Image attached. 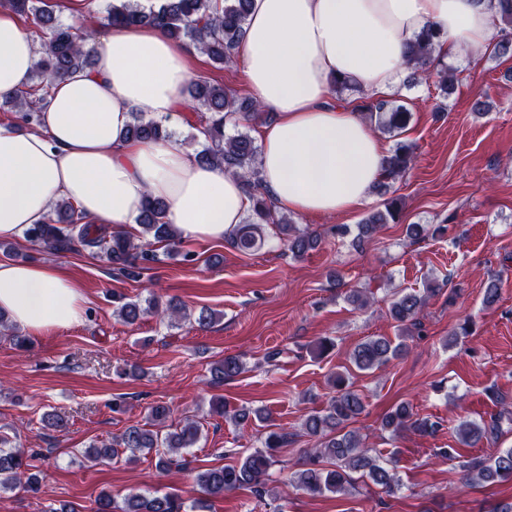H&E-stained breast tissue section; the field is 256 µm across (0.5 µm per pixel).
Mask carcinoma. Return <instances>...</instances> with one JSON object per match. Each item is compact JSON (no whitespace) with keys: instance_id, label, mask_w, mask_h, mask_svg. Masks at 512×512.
Here are the masks:
<instances>
[{"instance_id":"carcinoma-1","label":"carcinoma","mask_w":512,"mask_h":512,"mask_svg":"<svg viewBox=\"0 0 512 512\" xmlns=\"http://www.w3.org/2000/svg\"><path fill=\"white\" fill-rule=\"evenodd\" d=\"M0 4L14 13L31 19L40 32V49L32 78L35 83L12 99L0 102V108H9L18 113V126L35 125L39 113L48 103L52 81L58 77L91 65L92 53L88 48L98 31L78 32L60 23L47 5L37 6L34 0H0ZM251 0H163L156 10L146 12L137 4L125 0L120 5H111L105 17V25L116 22L125 24H154L162 27L174 40H190L201 53L219 66L235 62L233 50L239 41L249 15ZM498 34L495 52L512 54V0H498ZM440 33L430 31L412 43L406 51L408 81L420 77H439L441 95L448 98L454 89L453 79L447 67L433 74V52ZM188 93L195 103L194 111L200 113L197 134H205V146L198 152L201 161L223 165L233 171L244 182L253 198L251 213L224 236L229 244L243 253L261 249L267 240L265 227L272 235L287 245L294 256L304 255L318 243V237L306 229H299L292 220L279 212L261 191L262 178L259 167V152L254 138L247 133L226 136L224 116L237 114L244 121L257 119L261 106L253 99L241 98L222 85L206 80L191 83ZM364 112L382 129L390 133H401L410 121L411 113L403 105H394L388 100L366 101ZM128 134L135 139L169 138L166 125L145 117L143 112H134ZM415 146L400 141L384 159V176L378 184V193H388L390 184L404 176L414 160ZM401 200L390 197L384 200L383 208L375 209L358 225V241L370 239L380 227L398 217ZM140 231L136 236L113 233L107 229H96L84 222V216L67 199L59 200L54 207V216L45 223L37 224L27 232L28 241L39 248L54 252L71 249L74 244L89 247L102 254L112 268L128 277L138 276L140 264L155 258L152 246L164 243L177 246L179 235L176 227L165 220V205L156 199H148L138 218ZM116 313L128 325L136 324L144 315L154 313L171 321L187 317L183 303L171 298L162 303L154 297L147 306L116 297ZM426 305V297L416 292L397 291L390 300L388 313L398 325L418 324V317ZM0 336L18 348L25 346L28 337L22 334L4 315L0 314ZM405 345L393 343L385 336H373L357 344L350 354V362L360 372L375 371L393 359L399 358ZM245 370L240 357L227 355L210 368V383L220 385ZM351 373H338L333 378V395L321 410L312 411L302 424L303 433L314 439V447L307 450L305 468L296 476L297 485L316 496L329 493H344L354 481L353 474L369 479L374 485L388 492L394 491L398 482L394 474L379 460L368 454L362 440L349 424L364 412L365 404L360 394L353 389ZM216 411L236 424H246L257 418L261 422L270 419V413L259 408L251 411L238 408L233 411L216 403ZM172 411L163 402L147 407L146 422L127 427L112 442L100 446L91 445L85 459L97 463L127 455L131 460L138 454L151 455L156 467L168 470L173 466L186 468L189 462L178 451L193 448L202 435L199 420L186 417L177 424L168 423ZM441 423L427 417L416 416L407 404H399L384 419V428L397 435L404 430L419 434L435 433ZM498 424L481 426L471 423L460 429L462 443L474 445L486 434L497 432ZM292 434L281 429L266 435L263 448L247 454L239 462L210 467L196 474V483L206 498L192 506L175 493H132L118 504L109 493L100 494L93 503L91 512H191L207 507V499L221 497L226 491L250 489L257 495L266 491L270 470L276 464V452L288 446ZM7 439L0 437V491H11L22 487L36 495L40 493L42 477L35 470L34 456L21 448H5ZM473 482H506L512 480V448L499 451L495 456L468 466Z\"/></svg>"}]
</instances>
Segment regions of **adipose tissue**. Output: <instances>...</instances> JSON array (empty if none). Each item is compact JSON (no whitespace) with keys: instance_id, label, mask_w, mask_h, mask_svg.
Segmentation results:
<instances>
[{"instance_id":"adipose-tissue-1","label":"adipose tissue","mask_w":512,"mask_h":512,"mask_svg":"<svg viewBox=\"0 0 512 512\" xmlns=\"http://www.w3.org/2000/svg\"><path fill=\"white\" fill-rule=\"evenodd\" d=\"M497 0H252L234 55L273 121L259 134L262 187L284 212L347 213L383 173L386 144L353 104L331 105L334 79L390 97L405 52L441 31L434 57L456 65L492 49ZM94 64L54 80L39 131L0 128V238L25 236L53 204L73 201L88 223L133 231L146 197L187 244L222 240L253 202L231 171L169 140H134L135 112L186 111L196 50L152 24L113 25L92 45ZM36 45L0 8V101L31 83ZM81 285L48 263L0 262V313L32 334L82 321Z\"/></svg>"}]
</instances>
